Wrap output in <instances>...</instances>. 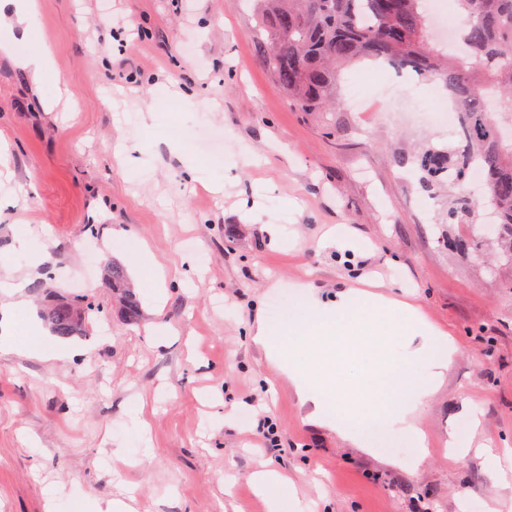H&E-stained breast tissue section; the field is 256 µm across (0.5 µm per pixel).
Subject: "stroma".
Instances as JSON below:
<instances>
[{
  "label": "stroma",
  "instance_id": "stroma-1",
  "mask_svg": "<svg viewBox=\"0 0 512 512\" xmlns=\"http://www.w3.org/2000/svg\"><path fill=\"white\" fill-rule=\"evenodd\" d=\"M37 3V30L0 49V275L28 279L32 305L46 291L86 295L102 313L66 342L36 334L30 307L0 314V336L17 344L0 350V512H47L49 485L60 512L128 496L136 512H268L251 482L264 462L311 512H512V264L488 265L483 225L439 223L444 199L411 161L452 142L451 124L421 113L436 86L383 95L360 82L378 69L364 60L332 110L305 112L268 64L253 0ZM44 42L54 65L35 82L16 60ZM164 88L197 107L169 111ZM120 140L156 154L154 167L129 177L112 154ZM173 141L196 160L195 191ZM247 148L259 164L240 165ZM251 208L264 223L243 220ZM121 232L166 277L160 287L140 269L132 317L101 278ZM300 285L329 302L353 288L410 299L453 338L444 383L418 412L425 460L387 417L367 420L369 450L309 420L269 366L256 318L288 312ZM134 404L148 454L125 415ZM262 417L277 432L267 450ZM471 425L506 483L480 458H450V434Z\"/></svg>",
  "mask_w": 512,
  "mask_h": 512
}]
</instances>
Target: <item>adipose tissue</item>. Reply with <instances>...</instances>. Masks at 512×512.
I'll return each instance as SVG.
<instances>
[{"instance_id": "1", "label": "adipose tissue", "mask_w": 512, "mask_h": 512, "mask_svg": "<svg viewBox=\"0 0 512 512\" xmlns=\"http://www.w3.org/2000/svg\"><path fill=\"white\" fill-rule=\"evenodd\" d=\"M405 322L417 323L418 330L404 337L406 357L397 364L391 346ZM252 339L274 369L287 373L311 420L364 448L368 442L359 426L377 402L386 400L389 416L405 423L419 457H426L425 436L412 414L441 387L455 348L417 308L355 291L328 303L309 292L286 320L257 319ZM354 363L362 367L361 378L337 383V371ZM252 480L256 493L267 498L269 512H300L287 478L276 470L255 472Z\"/></svg>"}]
</instances>
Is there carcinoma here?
<instances>
[{
  "label": "carcinoma",
  "mask_w": 512,
  "mask_h": 512,
  "mask_svg": "<svg viewBox=\"0 0 512 512\" xmlns=\"http://www.w3.org/2000/svg\"><path fill=\"white\" fill-rule=\"evenodd\" d=\"M428 0H255L259 27L267 33L268 61L295 105L322 112L336 91L340 68L370 58L420 80H436L455 112L450 148L430 147L415 162L448 186V224H473L481 209L495 217V243L512 262V143L501 142L496 115L512 122V0H453L450 37L461 54L447 56L426 36ZM479 195L467 193L475 170ZM128 315L138 302L124 268L107 270ZM93 308L52 299L45 317L62 340L82 336Z\"/></svg>",
  "instance_id": "obj_1"
}]
</instances>
